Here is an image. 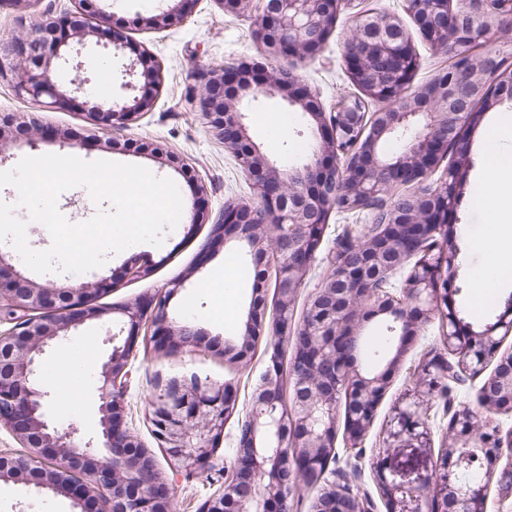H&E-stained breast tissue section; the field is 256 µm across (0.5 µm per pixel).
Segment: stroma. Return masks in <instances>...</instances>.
I'll return each instance as SVG.
<instances>
[{"mask_svg": "<svg viewBox=\"0 0 512 512\" xmlns=\"http://www.w3.org/2000/svg\"><path fill=\"white\" fill-rule=\"evenodd\" d=\"M169 0H93L94 7L110 16L109 26L127 39V46L116 54H109L103 34L86 39L70 60L81 63L82 72L90 83H105V97L120 93L124 66L134 59L137 46H144L160 64L162 85L153 109L129 129L100 130L97 140L87 137L92 124L88 113L94 97L77 94L75 105L66 109H51L32 104L15 91L13 70L16 61L11 56L0 57V116L29 113L45 125L62 130L67 145L56 142H38L28 145L17 141L0 147L5 159L0 169L9 171L22 158L56 154L74 156L92 162L108 160L141 165L157 177L173 180L182 198H196L198 207L208 214L207 223L190 226L189 216H182L177 227L166 233L162 246L147 243L134 246L132 253L153 263L150 277L131 280L124 274L129 254H108L105 264L83 273L86 281L107 278L115 281L113 290L101 295V306H120L162 290L167 283L180 280L184 286L174 294L168 306L170 317L199 320L205 344L173 355L155 352L153 348L137 347L129 367L125 402L128 421L153 452L159 469L168 480L173 492V512H201L204 503L224 488L223 471L187 473L176 469L167 461L151 434L147 419L148 401L157 387L173 379L192 377L211 383H230L237 391L236 409L227 418L224 436L216 448L217 457L223 458L225 468L234 460L226 456V449L235 447L238 430L251 408L253 388L264 372L268 360V345L275 332L265 327L245 366L224 362L219 352L229 332L240 331L241 319L233 322L213 317L215 306L214 285L211 277L223 267L227 249H210L211 225L224 211L227 201L252 195L250 179L241 170L234 154L227 150L209 125L201 111V90L206 78L221 72L225 66L242 59L264 61L262 47L254 32L262 19V0H246L236 14L225 13L216 0H191L187 16L178 25L158 32L145 30L140 16L158 12L168 6ZM404 0H345L325 46L314 58L300 61L279 58V66L292 70L303 84L317 92L325 108H332L338 100L354 96L356 90L346 72L343 56L346 40L350 37L360 16L366 12H389L403 16V24L415 46L418 67L414 82L421 85L446 71L452 62L448 54L434 50L421 36L411 19L405 18ZM80 0H0V40L28 35L34 32L42 16L62 17L64 13L80 11ZM111 56L108 76L96 70V61ZM289 118L288 132L281 138H271L269 126L279 115ZM246 125L253 140L264 153L281 164H291L305 153L309 135L308 124L302 112L273 100L247 105ZM129 141L130 149L115 150L111 138ZM175 156V163L158 162L154 148ZM473 170L460 167V193L448 214V231L454 244L469 252L472 262L482 259L483 244L463 236V229L482 232L485 201L472 192ZM203 184L205 193L195 197L196 184ZM369 222L368 213L354 215L331 213L317 257L304 279L294 311V323H301L311 297L321 287L333 267L336 256V237L342 231L358 236ZM453 295L456 310L464 321L474 328L494 322L505 308L504 297H497L493 306L481 312L470 307V275L466 268H458ZM106 333L100 325L88 322L74 330L69 341L61 348L50 351L45 374L53 384L50 413L63 426L76 425L82 430H93L99 405L97 378L99 362L108 353ZM441 337V323L432 320L415 337L401 364L392 372L386 392L378 406L373 426L361 444L356 463L359 477L356 486L375 504L373 512H386L373 471V464L387 448V425L398 406L403 405L406 394L416 386L419 364L435 356H445ZM483 377L467 379L457 385L452 395L434 393L428 418L429 441L423 448H399L398 460L409 462L418 472H426L439 462L448 441L450 410L474 405L476 391ZM68 499L38 492L34 487L12 481H0V512H70Z\"/></svg>", "mask_w": 512, "mask_h": 512, "instance_id": "1", "label": "stroma"}]
</instances>
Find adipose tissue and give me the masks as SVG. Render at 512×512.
<instances>
[{
  "label": "adipose tissue",
  "instance_id": "ef3b65f1",
  "mask_svg": "<svg viewBox=\"0 0 512 512\" xmlns=\"http://www.w3.org/2000/svg\"><path fill=\"white\" fill-rule=\"evenodd\" d=\"M512 143V113H499L483 169L476 176L477 190L486 201V231L497 251L486 254L472 272L471 304L480 310L492 304L499 288L512 280V223L503 220L499 204L512 201V154L504 147Z\"/></svg>",
  "mask_w": 512,
  "mask_h": 512
}]
</instances>
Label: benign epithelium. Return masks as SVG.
Returning <instances> with one entry per match:
<instances>
[{
    "mask_svg": "<svg viewBox=\"0 0 512 512\" xmlns=\"http://www.w3.org/2000/svg\"><path fill=\"white\" fill-rule=\"evenodd\" d=\"M143 18L150 30L182 22V4ZM344 0H266L265 16L256 39L263 45L267 62L258 65L241 60L224 67L222 74L205 82L201 97L203 112L238 158L253 181L254 196L226 203L219 221L212 225V239L224 246L242 244L243 254L260 267L268 248L280 256L275 269L277 302L270 366L255 384L253 405L245 426L268 438L264 452L244 435L240 438L235 467L224 493L209 499L204 512H287L288 495L318 484L316 475L328 450L336 447L338 415L346 414L347 443L355 448L373 426L376 411L388 385L386 372L362 374L356 368L350 339L355 336L356 302L367 297L371 310L394 314L402 326L403 349L391 367L399 365L419 330L434 318L442 322V340L448 354L466 362L462 372L476 375L497 359L496 366L476 393L478 405L489 411L512 408V357L498 356L503 340L512 334V303L497 320L476 331L461 325L449 303L453 293L455 263L448 247L447 214L450 184L430 194L414 195L415 204L427 201L421 223H414L397 210L385 212L378 236L367 245L365 255L350 263L335 262L311 298L302 323L292 325L293 307L304 279L315 260L324 229L320 215L334 207L336 185L348 183L354 192L373 199L383 183L410 187L420 183L448 156H468L465 131L478 121L473 101L487 102L512 92V85L499 83L498 72L463 70L455 65L431 81L415 86L417 53L401 20L391 14L363 15L345 47L347 72L360 90L381 104L377 112H360L346 104L328 113L292 71L275 64L280 56L302 60L317 55L333 27ZM453 0H406L405 12L424 39L435 49L460 51L484 59L492 26L460 10L457 28L449 25ZM106 15L99 13L92 25L77 23L75 16L47 17L32 37H15L8 51L19 61L16 92L40 102L50 100L64 109L73 97L63 93L52 78V65L65 59L62 48L72 38L83 39L99 30ZM395 61L390 74L371 66L375 57ZM130 80L122 88L138 92L132 100L110 98L88 113L95 124L114 130L129 127L154 106L161 84L160 66L145 49L125 67ZM276 99L310 118L314 146L303 163L284 167L270 160L250 137L240 108L243 101ZM377 144L391 136L400 162L395 167L378 165L376 152L345 169L339 164L340 144L357 131ZM26 143L62 141L65 134L49 130L32 117L12 114L0 118V146L19 135ZM245 224H286L288 244L278 237L240 232ZM417 258L402 298L391 307L380 305L381 295L370 282L390 268L402 267ZM114 287L106 278L89 282L78 279L62 284H38L22 276L0 255V323L13 326L0 330V425L18 443V453L0 451V480L22 482L68 498L74 512H172V493L157 467L127 421L126 379L135 357L137 342L159 352L174 353L202 345V333L190 323L170 319L171 295L183 287L173 281L168 289L127 303L119 309L94 304ZM265 306L263 289L253 290L249 314L244 321L243 343L228 355L245 359L253 336L262 328ZM120 315L117 331L110 334L112 348L101 365L98 420L93 435L84 438L76 428H62L49 416L50 392L41 370L48 351L60 347L69 333L87 321L111 323ZM151 331L140 335L145 324ZM305 339L303 349L292 357L290 380L284 381L280 360L288 352L292 336ZM449 360L432 358L422 364L420 384L424 390L397 413L388 439L394 447L426 446L428 408L424 397L448 380ZM357 381L350 404L341 409V385L346 377ZM291 394H285V389ZM235 391L231 384H203L196 380H172L148 401L152 435L173 467L204 471L224 464L215 455V444L224 436L227 415L233 411ZM491 460L489 477L460 481L457 470L469 462L466 449ZM512 451V433L503 437L477 419L469 407L450 419L448 447L443 450L433 477H424L409 487L396 480L399 470L386 457L374 463L375 479L387 512H484L492 480L512 493V465L496 472L503 452ZM499 478H494V475ZM313 512H371L369 503L332 485L314 500Z\"/></svg>",
    "mask_w": 512,
    "mask_h": 512,
    "instance_id": "obj_1",
    "label": "benign epithelium"
}]
</instances>
